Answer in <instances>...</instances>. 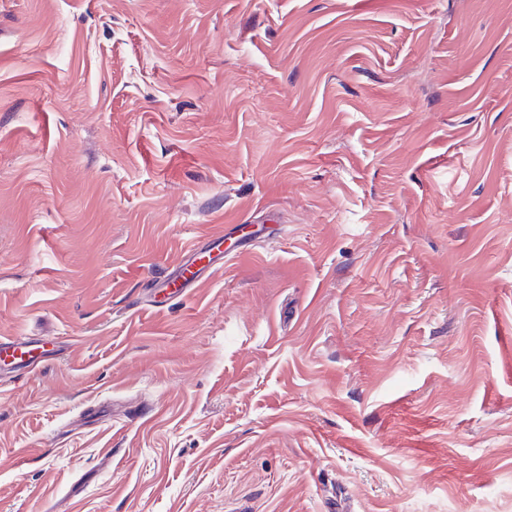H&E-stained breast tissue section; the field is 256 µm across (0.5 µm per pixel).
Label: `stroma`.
Here are the masks:
<instances>
[{
    "mask_svg": "<svg viewBox=\"0 0 512 512\" xmlns=\"http://www.w3.org/2000/svg\"><path fill=\"white\" fill-rule=\"evenodd\" d=\"M12 336L0 512H512V0H0ZM193 258L186 261L176 269L174 273L167 275L159 284L165 289L170 290L171 295L181 294L185 288L197 280L204 272V268H196ZM38 341L30 337H12L0 339V360L10 365L14 370L29 372L35 364V351Z\"/></svg>",
    "mask_w": 512,
    "mask_h": 512,
    "instance_id": "obj_1",
    "label": "stroma"
}]
</instances>
